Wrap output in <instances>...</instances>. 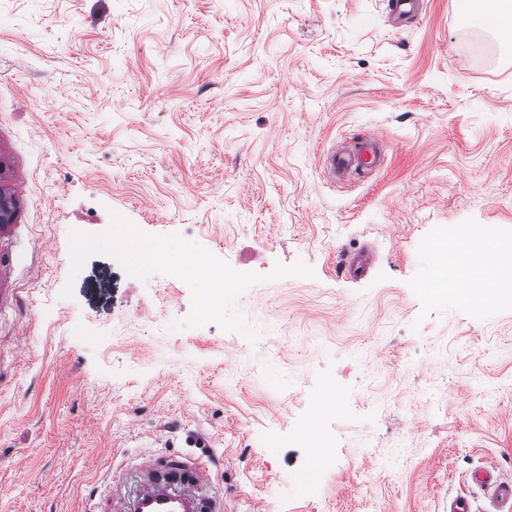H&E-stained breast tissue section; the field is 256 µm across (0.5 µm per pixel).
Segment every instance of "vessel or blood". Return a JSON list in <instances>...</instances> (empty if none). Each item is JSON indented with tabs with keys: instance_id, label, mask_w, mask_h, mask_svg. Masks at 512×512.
Masks as SVG:
<instances>
[{
	"instance_id": "obj_1",
	"label": "vessel or blood",
	"mask_w": 512,
	"mask_h": 512,
	"mask_svg": "<svg viewBox=\"0 0 512 512\" xmlns=\"http://www.w3.org/2000/svg\"><path fill=\"white\" fill-rule=\"evenodd\" d=\"M383 160L382 145L373 136H362L332 146L328 151V178L351 172H370ZM143 480L133 503H126L121 494L122 481L112 483L111 491L100 503V512H139L149 504V512H224L222 497L206 494L211 473L201 460L176 466L149 457L139 465ZM472 482L486 495L490 512H512V478L488 469L471 473Z\"/></svg>"
}]
</instances>
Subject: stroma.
Listing matches in <instances>:
<instances>
[{"label":"stroma","mask_w":512,"mask_h":512,"mask_svg":"<svg viewBox=\"0 0 512 512\" xmlns=\"http://www.w3.org/2000/svg\"><path fill=\"white\" fill-rule=\"evenodd\" d=\"M471 0H0V512H97L145 457L208 460L224 512H448L512 469V294L436 298L432 247L512 243V49ZM376 172L330 183L337 141ZM189 233L260 337L70 235ZM373 253L348 279L347 254ZM73 295L61 297L65 283ZM319 415L332 464L313 465ZM311 481L301 492L298 476ZM383 160L382 145L374 136H362L350 142L332 146L328 150L327 176L336 180L351 172H372ZM463 243L477 256L486 257L489 254H492L494 257H497L496 248L493 245V242L487 233L481 232H468L463 240Z\"/></svg>","instance_id":"obj_1"}]
</instances>
